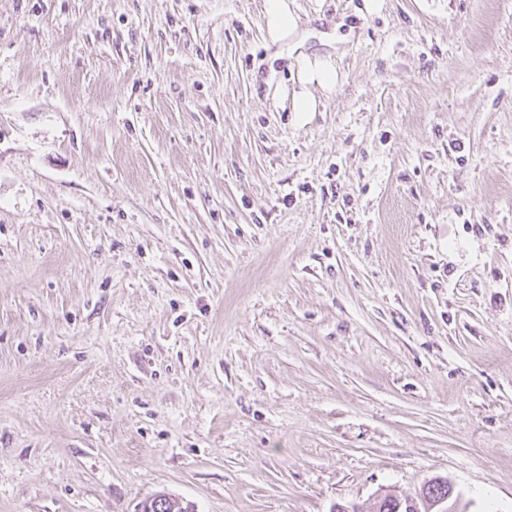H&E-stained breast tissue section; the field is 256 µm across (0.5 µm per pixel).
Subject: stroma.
<instances>
[{"instance_id":"obj_1","label":"stroma","mask_w":512,"mask_h":512,"mask_svg":"<svg viewBox=\"0 0 512 512\" xmlns=\"http://www.w3.org/2000/svg\"><path fill=\"white\" fill-rule=\"evenodd\" d=\"M379 2L0 0V512H512V0ZM265 27L269 46H281L296 38L298 16L288 0H265ZM300 72L299 89L291 92L292 112L306 115L316 111V98L311 88H319L323 92H331L338 80V73L330 59L314 58L301 54L296 58ZM448 483V495H442L435 492V486L440 485L443 487ZM386 495L392 496V499L397 504V511L401 509L404 512H466L460 509L459 497L455 494L453 484L444 477H435L429 480L421 487L416 497H400L394 493H386L377 497L374 508L376 511L379 508L381 499Z\"/></svg>"}]
</instances>
